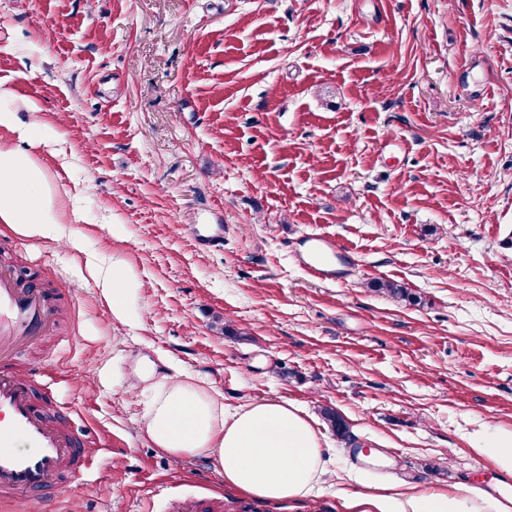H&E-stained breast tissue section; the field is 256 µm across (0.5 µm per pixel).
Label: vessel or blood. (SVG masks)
<instances>
[{"label":"vessel or blood","mask_w":512,"mask_h":512,"mask_svg":"<svg viewBox=\"0 0 512 512\" xmlns=\"http://www.w3.org/2000/svg\"><path fill=\"white\" fill-rule=\"evenodd\" d=\"M194 242L201 250L222 248L223 225H205ZM354 264L352 253L335 237L318 235L301 267L316 279L338 281ZM54 325L40 289L18 287L13 269L0 266V493L25 497L30 512L38 507L37 494L52 489L62 474L81 480L95 454L83 445L82 425L49 419L32 400L34 376L12 369L16 350L36 343Z\"/></svg>","instance_id":"vessel-or-blood-1"}]
</instances>
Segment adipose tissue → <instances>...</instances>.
Segmentation results:
<instances>
[{"label":"adipose tissue","instance_id":"1","mask_svg":"<svg viewBox=\"0 0 512 512\" xmlns=\"http://www.w3.org/2000/svg\"><path fill=\"white\" fill-rule=\"evenodd\" d=\"M45 185L43 170L27 154L0 151V221L20 225L29 235H50L58 221L57 203ZM117 277V282L102 284V293L117 320L135 323L141 283L128 268L119 269ZM156 389L144 431L172 458H212L225 484L260 498H304L325 485L322 440L294 403L255 399L230 410L217 394L180 373L162 375ZM345 507L346 512H503L496 501L462 488L409 495L354 493L346 495Z\"/></svg>","mask_w":512,"mask_h":512}]
</instances>
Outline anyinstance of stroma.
<instances>
[{"label":"stroma","instance_id":"obj_1","mask_svg":"<svg viewBox=\"0 0 512 512\" xmlns=\"http://www.w3.org/2000/svg\"><path fill=\"white\" fill-rule=\"evenodd\" d=\"M0 86L64 208L52 236L0 222V265L56 325L15 359L39 406L98 449L44 512H344V493L471 488L477 435L512 431V0H0ZM222 213L224 246L191 227ZM343 280L295 261L311 237ZM132 269L117 321L95 271ZM407 288L414 302L371 291ZM168 362L227 408L284 399L314 421L333 479L305 498L225 486L142 429ZM287 378H280L279 369ZM332 408L350 440L323 419ZM311 241L307 259L300 261L307 274L322 281H338L348 275L355 265V259L335 237L317 235Z\"/></svg>","mask_w":512,"mask_h":512}]
</instances>
